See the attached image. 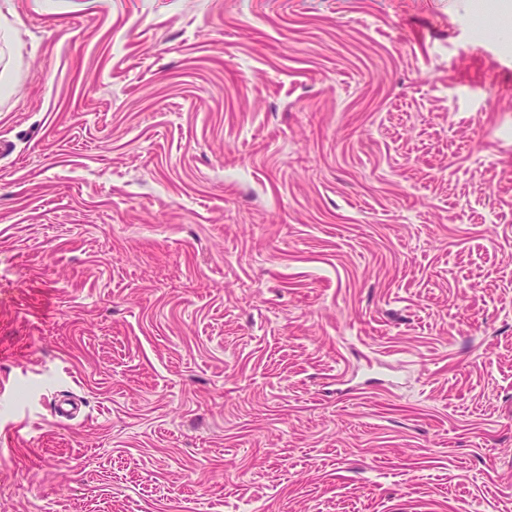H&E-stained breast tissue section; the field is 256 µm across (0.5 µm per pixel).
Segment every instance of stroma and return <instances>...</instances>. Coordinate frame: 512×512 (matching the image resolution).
<instances>
[{
    "label": "stroma",
    "mask_w": 512,
    "mask_h": 512,
    "mask_svg": "<svg viewBox=\"0 0 512 512\" xmlns=\"http://www.w3.org/2000/svg\"><path fill=\"white\" fill-rule=\"evenodd\" d=\"M486 3L0 0V512H512Z\"/></svg>",
    "instance_id": "1"
}]
</instances>
